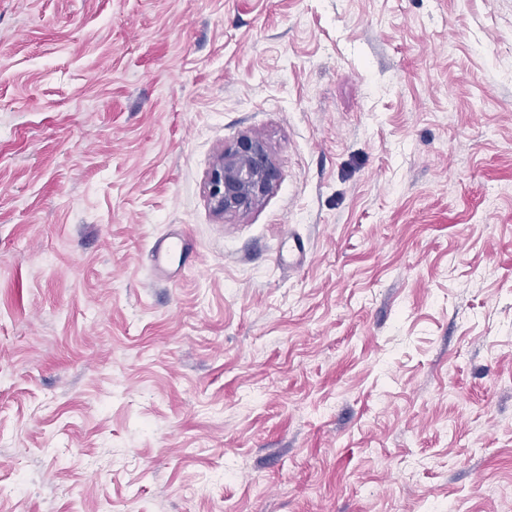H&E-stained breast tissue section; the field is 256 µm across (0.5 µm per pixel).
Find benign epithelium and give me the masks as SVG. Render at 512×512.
I'll return each instance as SVG.
<instances>
[{
	"label": "benign epithelium",
	"mask_w": 512,
	"mask_h": 512,
	"mask_svg": "<svg viewBox=\"0 0 512 512\" xmlns=\"http://www.w3.org/2000/svg\"><path fill=\"white\" fill-rule=\"evenodd\" d=\"M279 178L269 148L260 138L243 135L224 148L208 178V198L218 215L248 212L273 191Z\"/></svg>",
	"instance_id": "7a95c632"
}]
</instances>
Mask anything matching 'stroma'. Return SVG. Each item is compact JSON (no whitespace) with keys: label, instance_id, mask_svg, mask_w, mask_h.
<instances>
[{"label":"stroma","instance_id":"obj_1","mask_svg":"<svg viewBox=\"0 0 512 512\" xmlns=\"http://www.w3.org/2000/svg\"><path fill=\"white\" fill-rule=\"evenodd\" d=\"M245 134L277 185L216 215ZM18 472L0 512H512V0H0ZM188 239L183 230L173 229L171 232L158 238L150 249L151 257L155 265L164 271V264L168 263L169 258L178 255L183 257L182 265L172 273V277L183 267L188 253Z\"/></svg>","mask_w":512,"mask_h":512}]
</instances>
